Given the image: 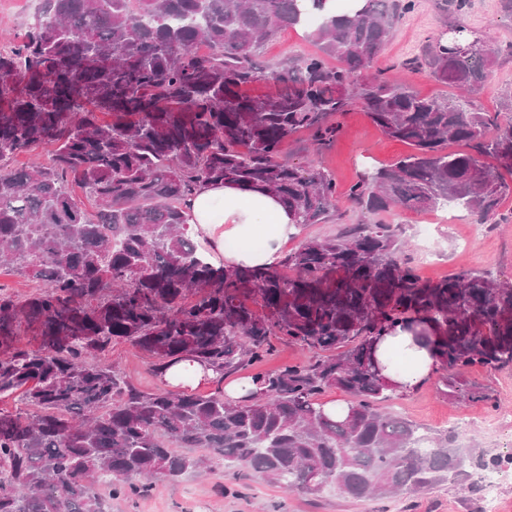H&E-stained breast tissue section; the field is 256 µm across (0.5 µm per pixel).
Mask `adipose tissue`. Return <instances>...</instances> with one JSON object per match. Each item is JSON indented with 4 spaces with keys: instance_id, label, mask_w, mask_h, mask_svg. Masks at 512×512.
<instances>
[{
    "instance_id": "adipose-tissue-1",
    "label": "adipose tissue",
    "mask_w": 512,
    "mask_h": 512,
    "mask_svg": "<svg viewBox=\"0 0 512 512\" xmlns=\"http://www.w3.org/2000/svg\"><path fill=\"white\" fill-rule=\"evenodd\" d=\"M186 209L196 236L205 246V256L217 266L276 265L283 258V242L298 233V226L287 210L273 196L262 191L204 182L196 187ZM262 225L269 228L263 251L225 250V239H249ZM392 348L401 350L414 362L409 370L390 364L384 366L382 374L394 391L418 390L438 369L431 348L415 344L410 333L397 331L383 336L379 342L380 351Z\"/></svg>"
}]
</instances>
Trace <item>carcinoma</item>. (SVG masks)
Segmentation results:
<instances>
[{"label": "carcinoma", "instance_id": "carcinoma-1", "mask_svg": "<svg viewBox=\"0 0 512 512\" xmlns=\"http://www.w3.org/2000/svg\"><path fill=\"white\" fill-rule=\"evenodd\" d=\"M336 5L320 20L299 0H41L22 41L0 50V269L40 284L23 298L0 290V398L35 411L0 409V512H108L139 479L221 462L289 491L320 480L377 501L448 480L473 489L474 471L512 464L385 410L392 389L371 372L377 340L399 326L436 332L450 379L512 367L511 281L425 280L380 222L308 239L276 266L200 258L185 205L201 182L272 194L299 225L340 198L368 215L454 206L484 224L512 192V95L488 112L371 71L415 0ZM468 6L435 0L449 31L405 65L470 94L512 42L461 51ZM297 28L318 52L264 74L263 47ZM262 79L282 88L250 93ZM355 97L414 152L344 191L317 164L281 159L301 129L335 139L330 118ZM44 145L48 162L10 166ZM23 324L37 348L18 343ZM273 336L328 355L251 375L262 391L234 404L220 387L142 392L101 360L125 342L160 375L183 359L226 375L261 362ZM327 389L348 396L334 416Z\"/></svg>", "mask_w": 512, "mask_h": 512}]
</instances>
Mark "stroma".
I'll return each instance as SVG.
<instances>
[{
    "label": "stroma",
    "instance_id": "obj_1",
    "mask_svg": "<svg viewBox=\"0 0 512 512\" xmlns=\"http://www.w3.org/2000/svg\"><path fill=\"white\" fill-rule=\"evenodd\" d=\"M39 0H0V42H19ZM466 26L489 44L512 42V21L501 18L498 0H471L464 18ZM443 26L433 0H416L415 10L406 15L383 54L376 61L385 68L411 58L425 40L436 38ZM315 45L303 31L287 30L270 42L263 55L267 69L289 64L312 53ZM342 130L324 148H316L308 132L288 138L283 145L286 160L308 161L331 172L340 188L353 184L366 169L388 166L410 153L408 144L389 138L368 118L361 100H353L341 116ZM503 222L454 226L443 223L441 211L397 210L380 214L386 224L398 225L408 246L404 252L422 278L436 280L468 269H487L512 281V196L500 208ZM365 217L347 200L336 203L335 212L323 223L300 227L289 248L310 238L332 237L345 227L364 223ZM431 222L437 231L432 241L434 261L422 263L421 226ZM108 362L132 385L154 389L158 381L151 371V358L140 349L122 343L107 354ZM441 374H434L419 390L394 394L386 402L388 411L416 421L433 431L450 429L465 418L473 427L464 434L467 447L484 449L490 456L512 454V368L497 372L472 371L459 375L451 388H444ZM479 388L489 403L468 400L467 393ZM484 489L461 491L443 485L430 491L404 492L385 503L351 501L328 486L315 494L286 491L278 486L221 468L205 476L188 475L180 483L154 481L132 497L113 499L112 512H480Z\"/></svg>",
    "mask_w": 512,
    "mask_h": 512
}]
</instances>
